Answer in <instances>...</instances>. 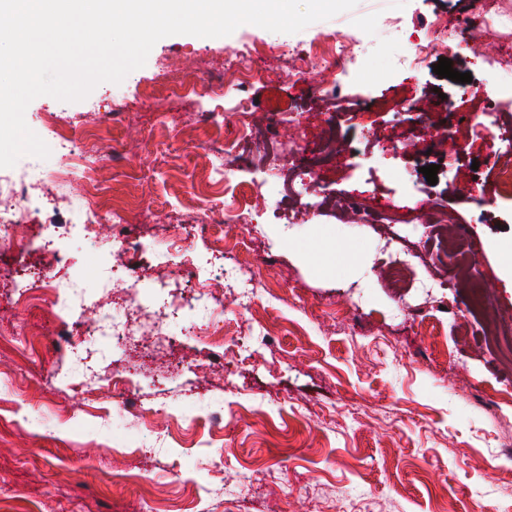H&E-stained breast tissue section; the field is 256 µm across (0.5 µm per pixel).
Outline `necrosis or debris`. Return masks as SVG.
<instances>
[{
    "mask_svg": "<svg viewBox=\"0 0 512 512\" xmlns=\"http://www.w3.org/2000/svg\"><path fill=\"white\" fill-rule=\"evenodd\" d=\"M466 44V37L449 22L447 16L436 15L426 33L412 41L403 59L404 67L409 72L421 71L433 55L456 56L461 54ZM503 48V53L493 59L488 70L494 94L474 90L471 97L479 102L480 109L475 113L463 114L462 119L469 130L485 133L494 143L495 148L491 150L490 156L496 161L494 172L499 190L504 196L511 197L512 166L504 167L498 163L499 145L512 146V120L505 118L501 105L502 100H512V43H504ZM363 53L360 43L337 37L296 54L295 72L304 74L306 68L312 65L336 77L342 75L346 63L356 61ZM286 55V50L279 46L235 49L228 52L217 76L208 80L195 79L188 69L165 61L158 67L156 81L180 99L221 98L232 102L238 116L235 136L225 139L223 147L212 153L210 166L215 183L230 182L233 171L231 162L239 144L250 143L258 153L253 181L256 199L267 200L266 189L273 186L277 189L278 199L302 200L304 212L317 215L330 199L329 190L318 181V170L338 153L344 155L351 170H361L367 151L336 133L324 143L309 142L303 129L298 126V117L290 114H272L265 130L256 128L249 110L244 106L243 94L253 79L265 73L267 63L282 60ZM284 122L296 128L291 158L286 162L280 157L276 140V128ZM45 124L52 134L56 157L54 170H47L42 159L30 155L9 170L0 169V241L20 242L21 230L27 222L28 205L38 197L47 182L78 176L87 185L85 196L78 206L83 232L94 233L101 219L106 218L113 223V240L116 244L140 251L154 250V243L140 238H128L125 233L128 222L125 208L103 210L93 173V149L85 132L80 131L74 122L54 112L49 113ZM344 205L363 224L404 223L402 211L408 207L418 210L424 223L444 224L448 221L447 210L438 207L435 200L417 186L415 177L408 173L394 177L391 192L382 197L377 207L366 208L356 197L346 198ZM103 276L106 281L117 280L123 284L122 294L112 297L105 310L101 309L93 295L60 287L49 273L39 274L32 283L15 289L14 301L24 307L34 302L40 290L47 289L54 293L58 317L56 334L73 366L51 371L48 375L50 382L67 386L75 380L85 391L93 393L101 389L105 380L109 379L113 384L134 390L135 374L131 368L125 367L107 376L83 365L82 360L89 339L95 336L108 339L116 348L136 344L138 338L128 327L130 316L135 314L147 317L155 335L162 336L171 318L186 310L194 311L198 319L189 326V336L207 345L214 353L223 354V337L212 332L205 321L207 314L215 312L221 304L212 290L200 287L194 289L186 299L178 296L160 299L144 294L139 284L130 280L124 268L109 269L104 271ZM91 309L98 310V319L82 321V312Z\"/></svg>",
    "mask_w": 512,
    "mask_h": 512,
    "instance_id": "4bbe7bcc",
    "label": "necrosis or debris"
}]
</instances>
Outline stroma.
<instances>
[{"mask_svg": "<svg viewBox=\"0 0 512 512\" xmlns=\"http://www.w3.org/2000/svg\"><path fill=\"white\" fill-rule=\"evenodd\" d=\"M472 0H358L354 9L312 23L295 34L245 24L231 35L203 38L173 35L159 40L142 68L118 84H99L87 100L34 99L25 120L45 136V113L65 112L75 121L93 119L88 102L110 105L120 91L150 92L152 114L99 130L97 141L122 149L119 168L97 161V178L107 200L152 212L138 235L159 242V252H124L112 245V231L65 234L73 223L75 184L58 180L50 191L56 205L32 206L30 246H0V512H199L200 489H214L210 512H512V458L500 443L512 437V362H503L484 342L488 319L512 327V287L505 281L504 253L512 245V199L499 196L493 170L483 172L486 201L468 197L471 166L484 162L489 141L459 130L466 154L458 172L438 171L429 189L448 207L449 224L357 223L327 210L318 218L256 202L261 227L228 218L211 234L236 247L251 262L260 292L253 311L235 306V286L222 285L223 254L201 240L187 249L171 247L174 209L197 207L230 197L250 199L253 149L243 145L229 185L210 178V148L223 145L235 117L224 102H203L202 110L224 115L222 126L199 131L164 124L166 112L182 102L152 83L159 60L202 55L222 60L231 49L274 44L297 51L333 36H348L365 48L351 65L342 94L377 96V103L352 113L342 124L347 139L369 134L410 141L406 153H382L368 168L349 173L344 158L320 179L337 195L373 204L384 193L391 171L415 169L420 152L443 154L450 142L437 129L448 115L430 104L438 95L459 97L463 83L425 68L406 72L402 56L409 38L424 34L433 15L467 21ZM399 18V28L388 21ZM330 85L319 73L293 76L288 67L255 80L246 97L255 123L272 112L297 113L309 140L327 120L322 97ZM416 100L425 123L413 114L386 112L384 101ZM465 227L474 263L492 298V314L468 307L469 290L456 274L457 227ZM400 236L423 261L393 274L378 253L381 237ZM194 258L201 283L217 290L224 310L215 317L226 340L242 358L216 360L205 346L184 336L191 315L172 319L167 334L149 333L148 320L129 323L144 338V350L112 351L91 342L101 372L113 365L139 367L137 408L122 405L121 390L96 395L77 386L54 389L44 372L65 357L54 334L53 310L39 302L22 311L10 301L12 286L51 268L57 280L76 278L96 293L101 271L120 263L144 275L146 285L176 279L184 258ZM447 284L450 308L436 312L419 281ZM421 308L415 322L397 309L399 296ZM362 308L364 332L349 335L336 319L351 302ZM195 372H175L177 362ZM148 474L147 482L118 480V472Z\"/></svg>", "mask_w": 512, "mask_h": 512, "instance_id": "1", "label": "stroma"}]
</instances>
